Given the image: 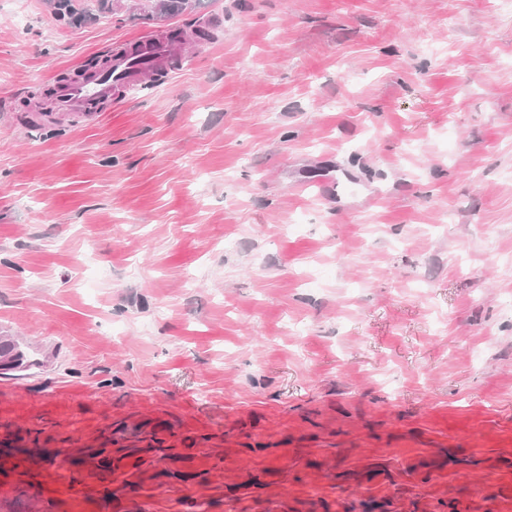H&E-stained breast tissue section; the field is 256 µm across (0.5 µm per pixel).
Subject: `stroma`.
I'll return each instance as SVG.
<instances>
[{"label":"stroma","mask_w":512,"mask_h":512,"mask_svg":"<svg viewBox=\"0 0 512 512\" xmlns=\"http://www.w3.org/2000/svg\"><path fill=\"white\" fill-rule=\"evenodd\" d=\"M144 2L0 0V336L66 345L0 387V512H512V14ZM212 19L162 84L44 117ZM72 458L84 497L46 491ZM127 46H117L108 54L107 66L90 79L55 84L51 113H93L112 102L114 93L141 82L148 69L172 70L180 64L179 48L168 36L142 37Z\"/></svg>","instance_id":"1"}]
</instances>
